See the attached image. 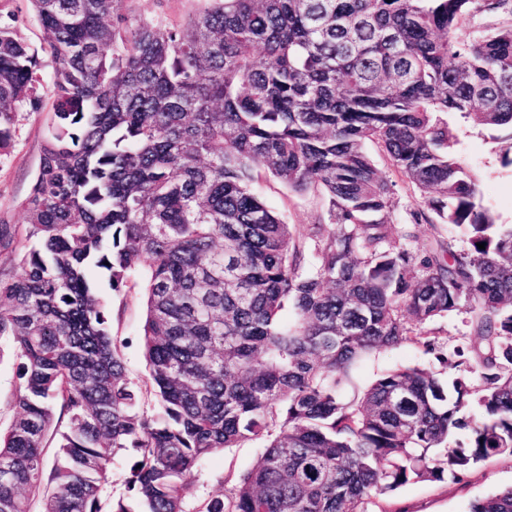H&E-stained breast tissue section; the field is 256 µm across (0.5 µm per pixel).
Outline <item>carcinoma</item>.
I'll return each mask as SVG.
<instances>
[{"instance_id":"carcinoma-1","label":"carcinoma","mask_w":512,"mask_h":512,"mask_svg":"<svg viewBox=\"0 0 512 512\" xmlns=\"http://www.w3.org/2000/svg\"><path fill=\"white\" fill-rule=\"evenodd\" d=\"M28 2L40 47L0 20V148L45 70L50 118L27 223L0 224L19 361L0 512H365L512 456V224L441 118L512 128V0H213L182 26L125 0ZM369 142L420 191L415 223L462 228L467 251L390 237ZM262 171L320 193L327 222L297 237L253 192ZM91 268L115 296L147 270L141 381ZM461 307L476 341L437 354L450 381L402 367L346 394L363 360ZM252 440L254 468L191 496L201 460ZM468 512H512V487ZM132 464V459L129 456L118 458L112 469V485L109 487L108 492L114 499L119 497H127V489L124 483L126 476Z\"/></svg>"}]
</instances>
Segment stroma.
<instances>
[{"instance_id":"1","label":"stroma","mask_w":512,"mask_h":512,"mask_svg":"<svg viewBox=\"0 0 512 512\" xmlns=\"http://www.w3.org/2000/svg\"><path fill=\"white\" fill-rule=\"evenodd\" d=\"M211 0H126V10L135 17L183 24L204 11ZM49 101H42L39 111L17 114L8 147L0 150V224H22L26 217L22 204L37 175L48 118ZM448 125L458 135L457 156L463 166L476 176L483 190V201L501 224H512V166L501 163L503 152L512 147V130L482 126L460 113H448ZM367 151L378 170L394 183L391 236H399L405 225H412L414 238L405 246L415 250L434 237L450 241L454 250H467L464 232L448 224H414L413 215L422 208L419 191L403 176L395 173L376 145ZM253 191L278 212L292 231L308 236L312 224L326 213L325 199L316 193H297L269 174H261ZM99 292L112 305V335L120 346L130 378L139 380L146 373V363L139 344L145 317L144 290L137 287L125 296L114 297L108 286ZM437 351L452 355L473 337L472 315L466 309L449 312L428 327ZM436 353H428L421 344L408 341L381 351L360 366L357 382L366 385L377 375L397 367H427L440 370ZM263 452L260 442H249L207 457L195 472L192 495L205 498L219 494L225 475H240L259 462ZM512 486V457L488 460L470 471L463 480L411 481L390 497L374 498L366 512H468L471 503L487 494Z\"/></svg>"}]
</instances>
